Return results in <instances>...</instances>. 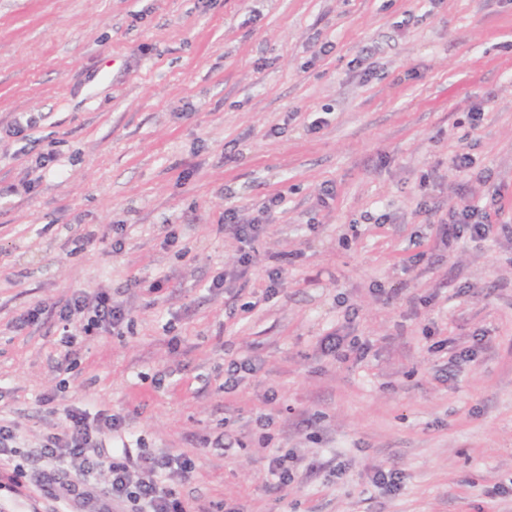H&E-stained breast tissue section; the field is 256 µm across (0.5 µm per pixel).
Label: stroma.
Here are the masks:
<instances>
[{
    "instance_id": "obj_1",
    "label": "stroma",
    "mask_w": 512,
    "mask_h": 512,
    "mask_svg": "<svg viewBox=\"0 0 512 512\" xmlns=\"http://www.w3.org/2000/svg\"><path fill=\"white\" fill-rule=\"evenodd\" d=\"M497 190L512 217V0H0V424L26 473L0 512L102 495L97 473L54 497L74 467L41 448L71 406L125 418L102 456L194 459L187 512H512V236L436 234ZM79 290L128 322L65 372ZM335 330L367 357L325 355ZM434 335L472 361L443 377ZM224 227H230L241 242L251 240L256 237L261 229L260 224H240L237 213L233 209H227L224 212ZM295 464L293 455L275 451L269 460L268 471L279 485L285 486L294 481L298 469Z\"/></svg>"
}]
</instances>
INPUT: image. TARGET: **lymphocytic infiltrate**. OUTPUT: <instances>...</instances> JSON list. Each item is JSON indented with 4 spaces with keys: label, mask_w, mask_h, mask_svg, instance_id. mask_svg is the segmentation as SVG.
<instances>
[{
    "label": "lymphocytic infiltrate",
    "mask_w": 512,
    "mask_h": 512,
    "mask_svg": "<svg viewBox=\"0 0 512 512\" xmlns=\"http://www.w3.org/2000/svg\"><path fill=\"white\" fill-rule=\"evenodd\" d=\"M504 210L498 194L492 196L487 207L465 197L459 198L450 206L447 222L438 225L437 233L446 244L463 238L483 240L495 229L512 235V225L500 219ZM60 319L66 325L79 326L84 334L90 335L99 330H120L126 313L114 305L105 292H98L91 298L80 292L61 310ZM65 417L69 423L67 433L49 438L44 447L45 456L51 459L79 463L75 480L61 485L60 495L72 494L81 481L104 468L109 472L108 500L127 503L131 512H186L175 488L163 485L162 479L175 475L180 480H189L195 469L191 459L145 452L138 466L133 467L129 464L128 452L123 451L106 461L98 452V439L105 432L122 429L123 417L91 416L79 408L67 409Z\"/></svg>",
    "instance_id": "f902f5d3"
}]
</instances>
